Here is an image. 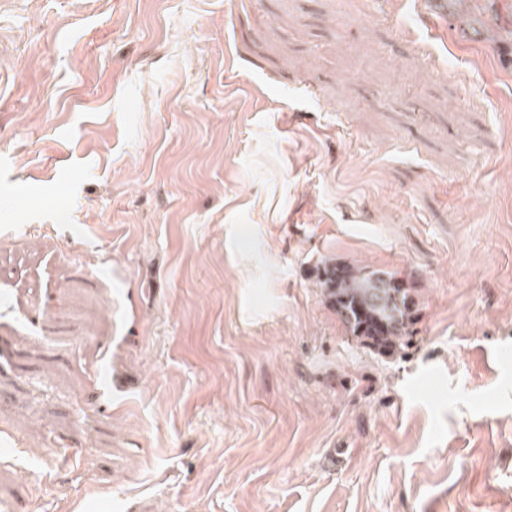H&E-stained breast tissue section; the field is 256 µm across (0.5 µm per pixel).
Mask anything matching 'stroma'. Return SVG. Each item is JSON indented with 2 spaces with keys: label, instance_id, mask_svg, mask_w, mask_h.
<instances>
[{
  "label": "stroma",
  "instance_id": "obj_1",
  "mask_svg": "<svg viewBox=\"0 0 512 512\" xmlns=\"http://www.w3.org/2000/svg\"><path fill=\"white\" fill-rule=\"evenodd\" d=\"M512 0H0V512H512ZM419 305L381 356L317 280Z\"/></svg>",
  "mask_w": 512,
  "mask_h": 512
}]
</instances>
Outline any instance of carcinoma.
<instances>
[{
    "instance_id": "cac0c4a2",
    "label": "carcinoma",
    "mask_w": 512,
    "mask_h": 512,
    "mask_svg": "<svg viewBox=\"0 0 512 512\" xmlns=\"http://www.w3.org/2000/svg\"><path fill=\"white\" fill-rule=\"evenodd\" d=\"M319 284L339 320L363 347L390 356L407 346L417 309L397 274L331 260L323 263Z\"/></svg>"
}]
</instances>
